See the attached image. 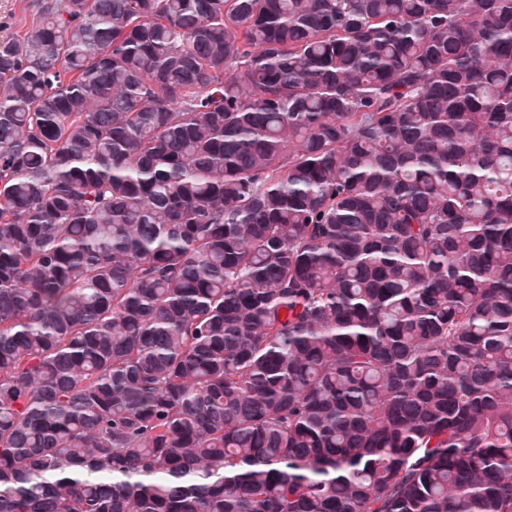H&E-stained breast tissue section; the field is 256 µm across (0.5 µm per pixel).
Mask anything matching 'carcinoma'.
Here are the masks:
<instances>
[{
	"instance_id": "cac0c4a2",
	"label": "carcinoma",
	"mask_w": 512,
	"mask_h": 512,
	"mask_svg": "<svg viewBox=\"0 0 512 512\" xmlns=\"http://www.w3.org/2000/svg\"><path fill=\"white\" fill-rule=\"evenodd\" d=\"M0 512H512V0L1 39Z\"/></svg>"
}]
</instances>
